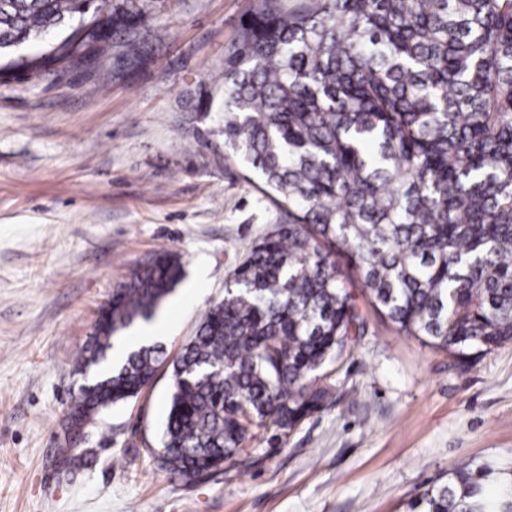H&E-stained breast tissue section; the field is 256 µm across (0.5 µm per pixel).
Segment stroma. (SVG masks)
Listing matches in <instances>:
<instances>
[{"label": "stroma", "instance_id": "35a3bbf8", "mask_svg": "<svg viewBox=\"0 0 512 512\" xmlns=\"http://www.w3.org/2000/svg\"><path fill=\"white\" fill-rule=\"evenodd\" d=\"M146 57L0 72V512H409L461 461L512 463V342L460 366L404 336L345 278L366 318L331 404L282 442L257 431L235 463L188 483L151 457L169 375L101 413L55 470L75 366L102 305L139 262L178 254L159 309L169 355L223 300L233 270L285 222L224 159L209 107L224 48L256 0H148Z\"/></svg>", "mask_w": 512, "mask_h": 512}]
</instances>
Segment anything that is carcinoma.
<instances>
[{
	"instance_id": "carcinoma-1",
	"label": "carcinoma",
	"mask_w": 512,
	"mask_h": 512,
	"mask_svg": "<svg viewBox=\"0 0 512 512\" xmlns=\"http://www.w3.org/2000/svg\"><path fill=\"white\" fill-rule=\"evenodd\" d=\"M0 0L5 68L65 67L119 40L146 54L145 0ZM47 53L31 56L32 43ZM224 159L288 216L258 239L172 360L139 344L65 419L87 425L170 373L158 467L196 481L254 430L277 442L331 398L324 370L366 321L337 258L398 333L459 359L512 341V0H257L224 52ZM183 275L162 251L112 289L77 372L108 362ZM409 512H512V467L461 464Z\"/></svg>"
}]
</instances>
